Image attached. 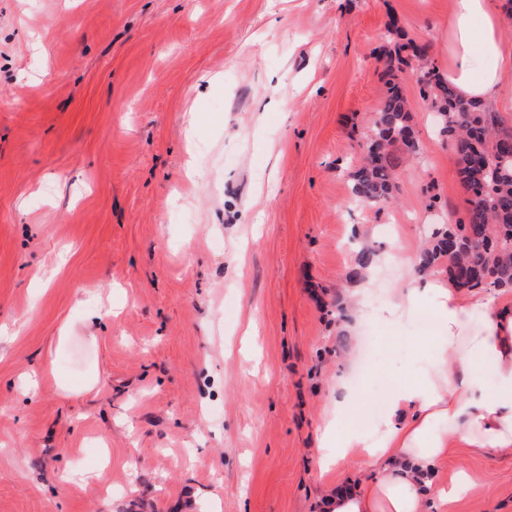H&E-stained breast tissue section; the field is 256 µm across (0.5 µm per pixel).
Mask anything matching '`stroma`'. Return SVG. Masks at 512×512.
<instances>
[{"label": "stroma", "instance_id": "35a3bbf8", "mask_svg": "<svg viewBox=\"0 0 512 512\" xmlns=\"http://www.w3.org/2000/svg\"><path fill=\"white\" fill-rule=\"evenodd\" d=\"M452 0H0V512H320L337 380L427 361L381 317L466 215L417 76L396 205L354 206L387 29L448 69ZM198 121L186 138L183 116ZM380 254L347 282L353 239ZM362 298L335 320L337 296ZM447 512H512V455L451 449Z\"/></svg>", "mask_w": 512, "mask_h": 512}]
</instances>
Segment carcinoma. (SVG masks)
<instances>
[{"label":"carcinoma","instance_id":"obj_1","mask_svg":"<svg viewBox=\"0 0 512 512\" xmlns=\"http://www.w3.org/2000/svg\"><path fill=\"white\" fill-rule=\"evenodd\" d=\"M410 54L397 49L381 56L383 98L356 166L347 172L353 199L366 205H388L395 195L394 165L387 148L400 144L410 154L420 150L410 124L399 74L415 66L422 98L436 114L440 134L452 146L461 184L468 194V217L459 224H440L419 250V270L445 268L458 288L474 291L512 288V124L475 100L460 97L428 59L427 46L411 43ZM377 264L376 252L357 250L347 279L361 280Z\"/></svg>","mask_w":512,"mask_h":512}]
</instances>
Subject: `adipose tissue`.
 Instances as JSON below:
<instances>
[{"instance_id":"obj_1","label":"adipose tissue","mask_w":512,"mask_h":512,"mask_svg":"<svg viewBox=\"0 0 512 512\" xmlns=\"http://www.w3.org/2000/svg\"><path fill=\"white\" fill-rule=\"evenodd\" d=\"M508 20L499 0H453L447 79L464 98L492 105L512 85V43L503 37ZM424 308L435 327L424 375L386 391L373 436L350 425L340 438H321L324 469L357 453L370 473L339 482L326 495L324 512L445 507L471 485L463 471L439 480L449 449L512 452V290L482 300L417 276L399 287L388 318L396 323Z\"/></svg>"}]
</instances>
